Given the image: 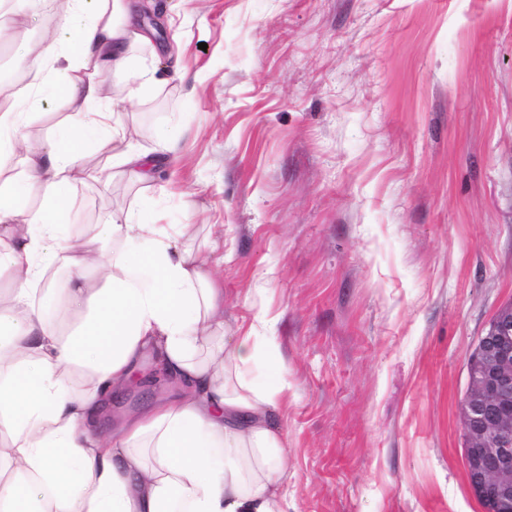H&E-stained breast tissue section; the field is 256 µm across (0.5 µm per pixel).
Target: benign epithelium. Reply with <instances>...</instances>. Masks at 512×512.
<instances>
[{"label":"benign epithelium","instance_id":"obj_1","mask_svg":"<svg viewBox=\"0 0 512 512\" xmlns=\"http://www.w3.org/2000/svg\"><path fill=\"white\" fill-rule=\"evenodd\" d=\"M461 404L470 487L483 512H512V305L499 310L469 360Z\"/></svg>","mask_w":512,"mask_h":512}]
</instances>
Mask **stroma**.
Segmentation results:
<instances>
[{
	"instance_id": "35a3bbf8",
	"label": "stroma",
	"mask_w": 512,
	"mask_h": 512,
	"mask_svg": "<svg viewBox=\"0 0 512 512\" xmlns=\"http://www.w3.org/2000/svg\"><path fill=\"white\" fill-rule=\"evenodd\" d=\"M50 15L0 40V79ZM150 44L103 71L168 80L119 107L127 140L181 135L154 181L62 190L72 235L134 209L224 227V317L288 368L295 512H482L461 403L478 338L512 304V0H142Z\"/></svg>"
}]
</instances>
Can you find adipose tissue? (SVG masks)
Masks as SVG:
<instances>
[{"label":"adipose tissue","mask_w":512,"mask_h":512,"mask_svg":"<svg viewBox=\"0 0 512 512\" xmlns=\"http://www.w3.org/2000/svg\"><path fill=\"white\" fill-rule=\"evenodd\" d=\"M136 0H70L53 30L27 45L25 89L0 83V512H290L283 418L288 374L257 382L264 357L252 326L224 319L212 254L186 247L189 224L166 229L132 211L71 238L61 187L87 175L68 139L91 141L122 177L147 181L174 160L180 138L157 153L127 147L116 103L147 85L110 92L100 71L124 69L147 42ZM64 88L68 111L46 139L25 131L31 99ZM40 189L37 209L19 199ZM70 274L55 285L47 273ZM151 366L169 396L103 426L113 396Z\"/></svg>","instance_id":"ef3b65f1"}]
</instances>
